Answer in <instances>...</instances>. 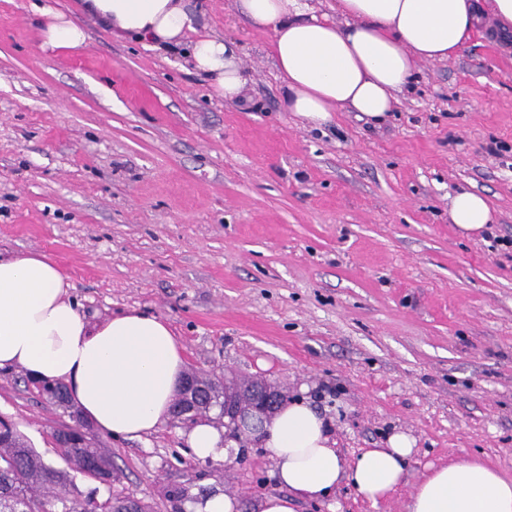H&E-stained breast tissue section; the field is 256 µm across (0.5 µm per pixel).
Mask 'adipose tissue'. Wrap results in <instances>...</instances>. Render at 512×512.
<instances>
[{"mask_svg":"<svg viewBox=\"0 0 512 512\" xmlns=\"http://www.w3.org/2000/svg\"><path fill=\"white\" fill-rule=\"evenodd\" d=\"M236 8L253 27L270 31L284 108L313 126L341 110L383 118L421 63L451 58L487 23L512 32V0H336L333 21L309 0H237ZM40 13L44 46L68 50L85 45L87 19L114 39L158 48L182 44L197 22L185 0H82L76 17L48 7ZM189 57L219 96L242 99L247 79L236 42L207 34L193 42ZM448 219L469 236L493 216L481 195L462 190L450 199ZM70 287L44 254L0 258V369L63 382L71 403L102 432L137 440L157 433L185 368L170 324L135 309L90 320ZM257 438L288 489L265 496L260 512H295L296 500L324 499L343 480L368 501L385 500L401 484L414 445L396 432L386 447L346 461L327 415L302 399L264 418ZM185 441L200 459L229 455L223 430L208 421L195 424ZM408 512H512V478L490 464L452 461L417 482Z\"/></svg>","mask_w":512,"mask_h":512,"instance_id":"1","label":"adipose tissue"}]
</instances>
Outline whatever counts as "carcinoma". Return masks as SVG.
Wrapping results in <instances>:
<instances>
[{
  "label": "carcinoma",
  "instance_id": "obj_1",
  "mask_svg": "<svg viewBox=\"0 0 512 512\" xmlns=\"http://www.w3.org/2000/svg\"><path fill=\"white\" fill-rule=\"evenodd\" d=\"M201 384L213 399L211 404L205 399L200 401L199 414L203 415L221 406L224 385L210 378L201 379ZM42 394L63 410L71 408L66 387L60 382L54 389L42 390ZM78 442L80 446L76 448H56L66 464L64 469L56 468L28 444L10 418L0 416V512H116L126 501L136 512H151L150 505L123 496H110L100 505L80 498L69 470L92 479L107 471L115 482L119 474L112 467L110 454L90 434H79Z\"/></svg>",
  "mask_w": 512,
  "mask_h": 512
}]
</instances>
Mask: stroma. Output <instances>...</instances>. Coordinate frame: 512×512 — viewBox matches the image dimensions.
<instances>
[{"label": "stroma", "instance_id": "1", "mask_svg": "<svg viewBox=\"0 0 512 512\" xmlns=\"http://www.w3.org/2000/svg\"><path fill=\"white\" fill-rule=\"evenodd\" d=\"M193 2L239 44L246 104L183 51L90 21L85 47L43 48L36 5L76 0H0V256H49L87 315L163 317L186 370L306 399L346 460L396 431L414 439L389 498L343 484L296 512H407L427 465L462 458L512 477V35L421 64L382 120L312 127L283 108L270 32L234 0ZM462 189L489 204L484 233L449 224ZM0 415L58 464L66 418L24 371L0 370ZM187 430L170 418L141 441L96 433L120 480L76 473L77 491L153 512L218 492L258 512L280 493L256 440L202 460Z\"/></svg>", "mask_w": 512, "mask_h": 512}]
</instances>
